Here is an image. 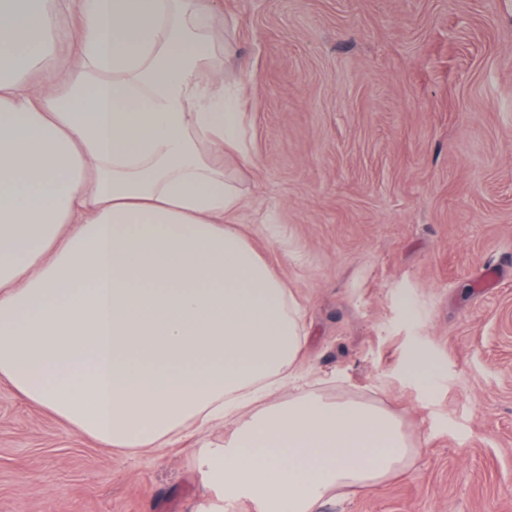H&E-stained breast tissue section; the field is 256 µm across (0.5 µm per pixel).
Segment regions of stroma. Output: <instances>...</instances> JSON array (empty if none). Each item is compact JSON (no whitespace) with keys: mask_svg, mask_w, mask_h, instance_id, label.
<instances>
[{"mask_svg":"<svg viewBox=\"0 0 512 512\" xmlns=\"http://www.w3.org/2000/svg\"><path fill=\"white\" fill-rule=\"evenodd\" d=\"M255 247L301 367L403 414L411 470L322 512H512V0H218ZM436 365L430 388L410 350ZM126 455L0 384V512H211L198 448Z\"/></svg>","mask_w":512,"mask_h":512,"instance_id":"stroma-1","label":"stroma"}]
</instances>
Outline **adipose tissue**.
<instances>
[{"label": "adipose tissue", "mask_w": 512, "mask_h": 512, "mask_svg": "<svg viewBox=\"0 0 512 512\" xmlns=\"http://www.w3.org/2000/svg\"><path fill=\"white\" fill-rule=\"evenodd\" d=\"M0 0V383L108 448L215 424L197 464L256 512H319L413 465L401 416L304 381V307L236 216L246 118L213 0ZM51 23L55 30L56 37L53 44V50L46 66L54 68L69 61L72 57V47L76 39L77 32L70 23L68 14L57 8V3L51 6Z\"/></svg>", "instance_id": "1"}]
</instances>
